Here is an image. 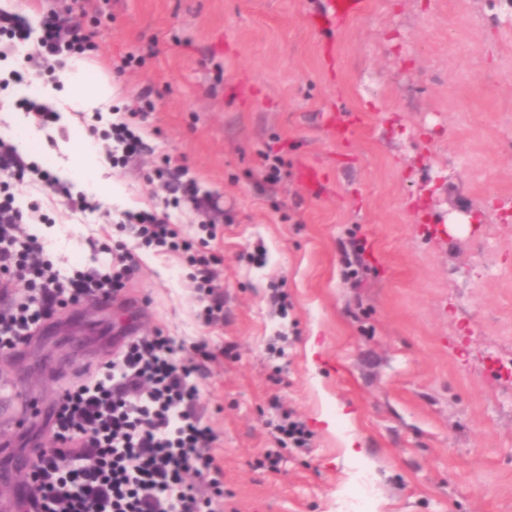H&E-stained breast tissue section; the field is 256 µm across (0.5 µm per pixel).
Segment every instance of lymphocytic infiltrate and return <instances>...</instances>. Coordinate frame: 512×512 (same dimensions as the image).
Segmentation results:
<instances>
[{
  "instance_id": "f902f5d3",
  "label": "lymphocytic infiltrate",
  "mask_w": 512,
  "mask_h": 512,
  "mask_svg": "<svg viewBox=\"0 0 512 512\" xmlns=\"http://www.w3.org/2000/svg\"><path fill=\"white\" fill-rule=\"evenodd\" d=\"M85 18L81 7L49 12L38 46L25 62L28 75L52 70L63 52L92 50L93 34ZM103 137L109 142L106 156L115 166L146 149L139 130L121 116L112 120ZM155 175L173 205L209 208L212 197L195 178L164 167ZM29 177L52 185L71 210L97 208L0 138V292L10 293L17 280L35 287L33 295L0 309L1 349L24 344L66 302L111 304L134 268L132 253L120 243L110 248L105 271L61 274L46 259L40 238L28 231L36 208H18L8 191L11 181ZM123 216L143 244L183 254L202 294L204 320L218 322L223 310V295L214 285L219 259L206 252V240L183 235L164 211L127 210ZM180 351V345L160 331L126 337L93 384L65 394L53 426L58 446L33 462L32 482L22 492L35 512H224L222 470L211 452L216 436L195 410L198 388L192 380L198 366L215 359L216 352L204 342L195 345L190 356ZM87 430L92 439L79 440V432ZM191 474L207 482L213 496H203L187 484Z\"/></svg>"
}]
</instances>
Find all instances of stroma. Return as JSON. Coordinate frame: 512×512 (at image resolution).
<instances>
[{"instance_id":"stroma-1","label":"stroma","mask_w":512,"mask_h":512,"mask_svg":"<svg viewBox=\"0 0 512 512\" xmlns=\"http://www.w3.org/2000/svg\"><path fill=\"white\" fill-rule=\"evenodd\" d=\"M82 4L84 57L150 149L109 168L123 195L105 210L72 212L33 182L10 190L39 206L31 230L69 273L130 242L118 215L161 204L164 159L187 167L218 207L208 249L224 318H199L179 254L136 249L123 299L77 306V333L52 321L0 350V383L19 397L0 445L52 443L45 411L118 337L158 328L224 351L193 377L224 512H512V0H367L337 29L317 23L324 0ZM19 67L0 56V138L26 117ZM49 102L60 118L27 160L89 136L88 114ZM325 112L349 124L345 139ZM307 167L322 188L302 181ZM288 413L307 447L276 440ZM350 439L361 457L346 456Z\"/></svg>"}]
</instances>
